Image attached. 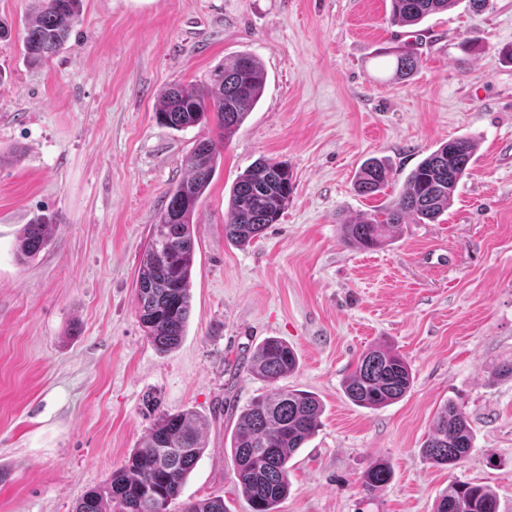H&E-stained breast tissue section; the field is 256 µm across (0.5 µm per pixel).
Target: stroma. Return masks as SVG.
<instances>
[{
  "mask_svg": "<svg viewBox=\"0 0 512 512\" xmlns=\"http://www.w3.org/2000/svg\"><path fill=\"white\" fill-rule=\"evenodd\" d=\"M473 36L481 51H463ZM405 41L420 65L397 82L381 51ZM240 53L267 85L195 212L192 312L163 355L136 315L140 257L165 191L216 130L162 125L156 101ZM462 135L478 151L435 223L407 221L377 251L342 242L341 220L389 202ZM263 156L288 165L294 193L278 223L236 246L224 238L229 192ZM370 157L392 178L363 196L354 177ZM39 215L52 242L18 262L17 236ZM271 336L299 357L281 387L323 405L280 512H433L454 479L489 486L512 512V377L498 372L512 360V0L479 15L461 2L411 27L386 0H84L45 65L25 61L20 39L0 42V512H71L136 448L151 395L206 421L183 499L250 512L230 437L271 386L237 364ZM376 345L403 355L414 381L371 410L342 384ZM449 401L475 440L448 469L420 448ZM376 459L392 479L371 496L360 474Z\"/></svg>",
  "mask_w": 512,
  "mask_h": 512,
  "instance_id": "1",
  "label": "stroma"
}]
</instances>
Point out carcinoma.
Wrapping results in <instances>:
<instances>
[{"label": "carcinoma", "instance_id": "cac0c4a2", "mask_svg": "<svg viewBox=\"0 0 512 512\" xmlns=\"http://www.w3.org/2000/svg\"><path fill=\"white\" fill-rule=\"evenodd\" d=\"M83 0H33L23 51L31 65H42L60 52L80 17ZM460 0H389L391 20L414 26ZM394 58L397 80L412 77L419 66L410 42L385 52ZM266 72L249 54H240L213 72L211 83L187 88L178 84L160 95L157 120L174 129L213 123L218 140H199L186 159L187 175L166 190L164 206L150 229L135 280L139 324L161 354L176 350L185 336L192 307L191 280L195 257L194 214L221 160L217 142L228 141L260 101ZM477 140L452 139L422 159L406 176L402 192L373 213L340 223L342 240L363 250L383 247L408 218L434 222L448 209L461 180L463 164L471 162ZM392 173L378 158L360 167L356 189L364 195L382 191ZM290 169L282 162L260 158L238 176L230 190L224 237L246 245L280 220L293 194ZM175 216L176 224L166 223ZM51 221L38 216L23 226L15 246L18 261L35 259L50 245ZM299 365L288 342L268 337L238 364L269 384L293 374ZM412 370L396 351L375 346L363 353L343 388L355 405L378 409L396 402L410 389ZM322 404L314 393L277 389L258 396L241 411L230 439V459L238 486L251 512H278L288 496L289 460L321 426ZM203 420L194 412H160L139 444L100 484L76 502L72 512H227L224 498L180 500L182 487L205 450ZM467 417L448 402L435 416L421 453L435 466H457L473 448ZM392 471L382 460L364 470L360 482L370 494L381 491ZM498 512V501L486 486L454 479L437 498L434 512Z\"/></svg>", "mask_w": 512, "mask_h": 512}]
</instances>
